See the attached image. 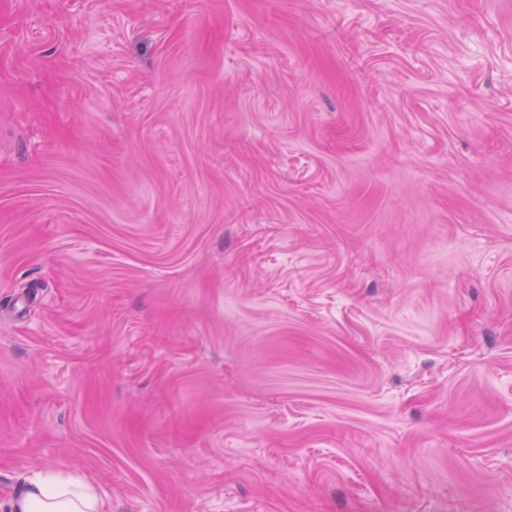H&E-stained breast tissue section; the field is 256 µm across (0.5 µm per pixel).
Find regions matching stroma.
Listing matches in <instances>:
<instances>
[{
	"label": "stroma",
	"mask_w": 512,
	"mask_h": 512,
	"mask_svg": "<svg viewBox=\"0 0 512 512\" xmlns=\"http://www.w3.org/2000/svg\"><path fill=\"white\" fill-rule=\"evenodd\" d=\"M512 512V0H0V506ZM8 512H106L101 494L89 481L46 470L35 473L14 494Z\"/></svg>",
	"instance_id": "obj_1"
}]
</instances>
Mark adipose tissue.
I'll list each match as a JSON object with an SVG mask.
<instances>
[{"label": "adipose tissue", "instance_id": "1", "mask_svg": "<svg viewBox=\"0 0 512 512\" xmlns=\"http://www.w3.org/2000/svg\"><path fill=\"white\" fill-rule=\"evenodd\" d=\"M8 512H106L101 494L89 481L61 472L35 473L14 494Z\"/></svg>", "mask_w": 512, "mask_h": 512}]
</instances>
